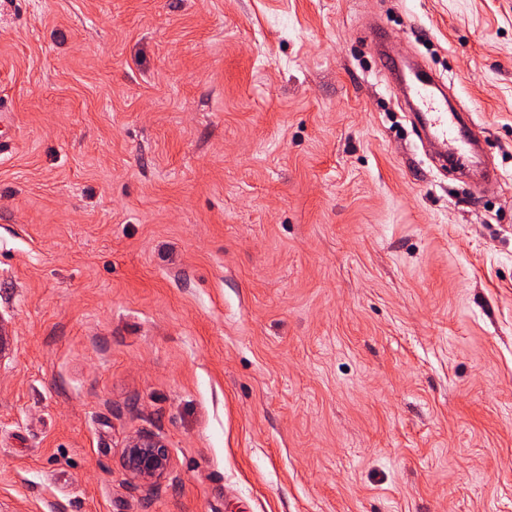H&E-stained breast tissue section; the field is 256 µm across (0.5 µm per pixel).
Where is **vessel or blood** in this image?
Instances as JSON below:
<instances>
[{
  "mask_svg": "<svg viewBox=\"0 0 512 512\" xmlns=\"http://www.w3.org/2000/svg\"><path fill=\"white\" fill-rule=\"evenodd\" d=\"M373 51L381 70L401 79L424 132L438 148L439 161L458 165L469 162L477 142L463 115L449 106L446 94L423 70L405 73L398 55L387 49L384 40H377Z\"/></svg>",
  "mask_w": 512,
  "mask_h": 512,
  "instance_id": "b4317fda",
  "label": "vessel or blood"
}]
</instances>
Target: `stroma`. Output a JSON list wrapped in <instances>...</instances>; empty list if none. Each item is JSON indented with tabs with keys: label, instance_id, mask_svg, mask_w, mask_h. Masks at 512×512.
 I'll return each mask as SVG.
<instances>
[{
	"label": "stroma",
	"instance_id": "obj_1",
	"mask_svg": "<svg viewBox=\"0 0 512 512\" xmlns=\"http://www.w3.org/2000/svg\"><path fill=\"white\" fill-rule=\"evenodd\" d=\"M0 114V512H512V0H0ZM373 51L384 73L402 78L406 98L417 112L422 129L437 146L439 161L458 165L469 162L477 141L463 115L448 105L447 95L422 69L411 71L407 79L399 56L386 48V42L380 36ZM122 459L127 475L144 486L158 484L171 469V455L162 438L140 434L130 438L123 448Z\"/></svg>",
	"mask_w": 512,
	"mask_h": 512
}]
</instances>
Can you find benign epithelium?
Listing matches in <instances>:
<instances>
[{"label":"benign epithelium","mask_w":512,"mask_h":512,"mask_svg":"<svg viewBox=\"0 0 512 512\" xmlns=\"http://www.w3.org/2000/svg\"><path fill=\"white\" fill-rule=\"evenodd\" d=\"M122 459L127 475L144 486L158 484L171 469V455L162 438L140 434L130 438L123 448Z\"/></svg>","instance_id":"benign-epithelium-1"}]
</instances>
